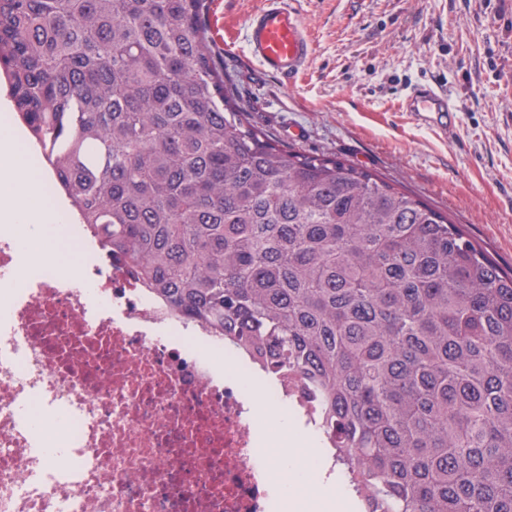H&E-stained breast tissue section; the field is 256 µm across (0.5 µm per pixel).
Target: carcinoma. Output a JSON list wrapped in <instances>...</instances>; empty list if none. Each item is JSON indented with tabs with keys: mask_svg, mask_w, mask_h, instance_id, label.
Masks as SVG:
<instances>
[{
	"mask_svg": "<svg viewBox=\"0 0 512 512\" xmlns=\"http://www.w3.org/2000/svg\"><path fill=\"white\" fill-rule=\"evenodd\" d=\"M209 0H0L15 119L169 312L317 402L363 512H512V270L240 111Z\"/></svg>",
	"mask_w": 512,
	"mask_h": 512,
	"instance_id": "1",
	"label": "carcinoma"
}]
</instances>
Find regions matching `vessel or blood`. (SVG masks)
<instances>
[{
	"instance_id": "obj_1",
	"label": "vessel or blood",
	"mask_w": 512,
	"mask_h": 512,
	"mask_svg": "<svg viewBox=\"0 0 512 512\" xmlns=\"http://www.w3.org/2000/svg\"><path fill=\"white\" fill-rule=\"evenodd\" d=\"M245 48L249 58L266 73L294 78L309 57L312 45L291 0H263L245 22ZM410 112H436L445 118L443 133H450L455 111L446 89L436 84L417 87L406 106Z\"/></svg>"
}]
</instances>
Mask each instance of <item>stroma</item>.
<instances>
[{
  "instance_id": "1",
  "label": "stroma",
  "mask_w": 512,
  "mask_h": 512,
  "mask_svg": "<svg viewBox=\"0 0 512 512\" xmlns=\"http://www.w3.org/2000/svg\"><path fill=\"white\" fill-rule=\"evenodd\" d=\"M261 2L212 0L208 17L250 120L411 192L512 269V0H297L313 54L291 82L245 56L244 19ZM432 81L458 114L448 136L402 109Z\"/></svg>"
}]
</instances>
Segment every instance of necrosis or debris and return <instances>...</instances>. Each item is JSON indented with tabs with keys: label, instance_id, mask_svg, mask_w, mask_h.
<instances>
[{
	"label": "necrosis or debris",
	"instance_id": "4bbe7bcc",
	"mask_svg": "<svg viewBox=\"0 0 512 512\" xmlns=\"http://www.w3.org/2000/svg\"><path fill=\"white\" fill-rule=\"evenodd\" d=\"M78 272L0 228V512H268L279 477L254 410L297 416L218 374L250 358L145 293L67 225Z\"/></svg>",
	"mask_w": 512,
	"mask_h": 512
}]
</instances>
